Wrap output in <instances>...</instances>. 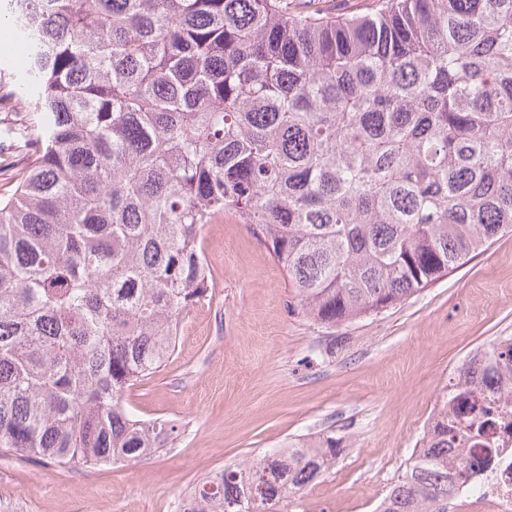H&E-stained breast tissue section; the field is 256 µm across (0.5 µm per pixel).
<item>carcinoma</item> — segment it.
Here are the masks:
<instances>
[{
	"label": "carcinoma",
	"mask_w": 512,
	"mask_h": 512,
	"mask_svg": "<svg viewBox=\"0 0 512 512\" xmlns=\"http://www.w3.org/2000/svg\"><path fill=\"white\" fill-rule=\"evenodd\" d=\"M27 45L0 74V450L135 461L176 426L128 389L211 295L224 214L285 272L293 307L344 324L512 235V0H8ZM377 512H448L512 428V337L477 347ZM340 442L220 470L183 512H283ZM365 3L363 0H315L311 1L310 8L334 16L361 8Z\"/></svg>",
	"instance_id": "obj_1"
}]
</instances>
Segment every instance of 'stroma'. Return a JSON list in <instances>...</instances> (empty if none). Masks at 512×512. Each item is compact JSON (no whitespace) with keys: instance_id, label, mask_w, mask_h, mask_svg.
Returning a JSON list of instances; mask_svg holds the SVG:
<instances>
[{"instance_id":"1","label":"stroma","mask_w":512,"mask_h":512,"mask_svg":"<svg viewBox=\"0 0 512 512\" xmlns=\"http://www.w3.org/2000/svg\"><path fill=\"white\" fill-rule=\"evenodd\" d=\"M202 247L211 298L181 318L174 354L132 388L139 417L176 424L149 459L63 468L0 455V512H177L202 479L307 435L334 432L335 466L284 512H376L433 422L457 368L512 336V236L407 301L336 326L288 310L282 269L225 215Z\"/></svg>"}]
</instances>
